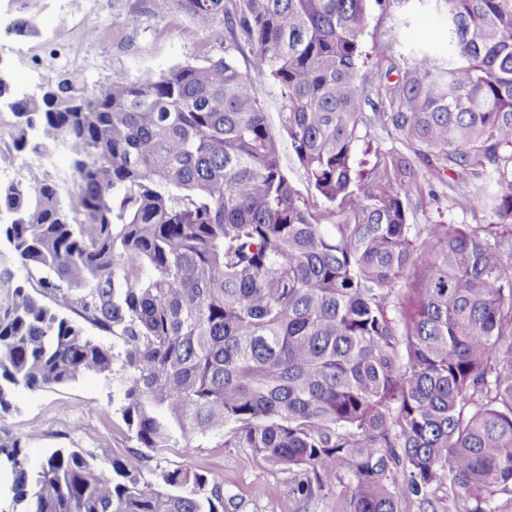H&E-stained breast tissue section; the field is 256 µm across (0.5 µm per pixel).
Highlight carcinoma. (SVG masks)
I'll return each mask as SVG.
<instances>
[{
    "instance_id": "1",
    "label": "carcinoma",
    "mask_w": 512,
    "mask_h": 512,
    "mask_svg": "<svg viewBox=\"0 0 512 512\" xmlns=\"http://www.w3.org/2000/svg\"><path fill=\"white\" fill-rule=\"evenodd\" d=\"M373 2L386 0L225 11L279 86L282 135L230 54L29 94L0 75L15 150L65 142L74 185L65 204L45 176L0 181V410L19 386L108 379L118 357L140 448H247L302 502L346 483L347 512H401L398 474L423 505L445 487L464 512H499L493 496L512 493V0H433L446 52L423 46L378 85L364 71ZM221 3L197 4L200 27ZM396 43L391 29L375 56ZM376 125L406 151L383 150ZM418 162L490 222L410 223ZM21 454L19 439L0 446L25 512L241 508L192 467L143 482L82 448L33 470Z\"/></svg>"
}]
</instances>
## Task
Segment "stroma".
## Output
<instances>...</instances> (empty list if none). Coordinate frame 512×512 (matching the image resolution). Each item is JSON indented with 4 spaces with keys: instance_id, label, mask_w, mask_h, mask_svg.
<instances>
[{
    "instance_id": "35a3bbf8",
    "label": "stroma",
    "mask_w": 512,
    "mask_h": 512,
    "mask_svg": "<svg viewBox=\"0 0 512 512\" xmlns=\"http://www.w3.org/2000/svg\"><path fill=\"white\" fill-rule=\"evenodd\" d=\"M207 29H199L193 0H0V67L13 84L37 90L44 77L62 76L90 87L111 81L135 82L177 65L200 64L224 57L234 37L224 12L234 9L224 0ZM137 24H129L130 15ZM31 20L35 34L15 35L13 24ZM95 37H87L89 26ZM399 26V45L393 59L375 70L376 80L396 81L390 66L401 63L412 48L424 42L443 44L446 28L433 0H388L373 7L364 36L372 48L392 26ZM13 114L0 109V179L28 181L31 175L49 174L61 193L73 189L70 157L64 143L46 155L13 147ZM412 223L483 224L485 211L461 213L447 194L412 206ZM120 374L104 378L90 374L53 391L17 388L13 408L0 411V445L23 441L25 467L40 465L48 449L78 446L101 459L121 460L141 480L153 478L156 466L170 469L191 466L223 483L227 493L242 500L240 512H345L346 491L304 503L291 497L281 474L264 460L245 462L242 448H198L184 453L166 448L145 455L138 448L121 413Z\"/></svg>"
}]
</instances>
